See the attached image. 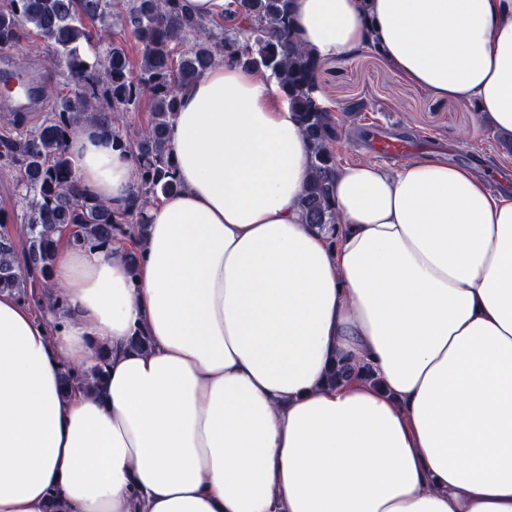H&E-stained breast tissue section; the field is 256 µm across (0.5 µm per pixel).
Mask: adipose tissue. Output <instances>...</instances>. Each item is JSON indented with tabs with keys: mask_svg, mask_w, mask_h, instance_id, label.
<instances>
[{
	"mask_svg": "<svg viewBox=\"0 0 512 512\" xmlns=\"http://www.w3.org/2000/svg\"><path fill=\"white\" fill-rule=\"evenodd\" d=\"M292 24L512 133V0H293ZM169 141L180 189L141 246L63 234L58 308L0 292V512H512V196L439 158L349 165L341 225L306 224L296 114L225 62ZM68 150L127 204L136 162L98 123ZM348 357L379 385L328 387Z\"/></svg>",
	"mask_w": 512,
	"mask_h": 512,
	"instance_id": "1",
	"label": "adipose tissue"
}]
</instances>
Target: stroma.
Returning a JSON list of instances; mask_svg holds the SVG:
<instances>
[{"label":"stroma","instance_id":"1","mask_svg":"<svg viewBox=\"0 0 512 512\" xmlns=\"http://www.w3.org/2000/svg\"><path fill=\"white\" fill-rule=\"evenodd\" d=\"M26 57L28 73L42 77L47 85L73 93L54 61L47 44L32 34L16 48L0 49V70L11 67L16 56ZM318 93L333 109L364 100L361 118L344 124L335 145L339 165L378 163L390 168L407 163L412 155H433L464 164L497 179L500 169H512V148L501 142L480 118L476 106L441 100L402 80L371 50L339 55L321 62L317 71ZM390 128L412 143L409 155L391 158L376 153L370 129Z\"/></svg>","mask_w":512,"mask_h":512}]
</instances>
